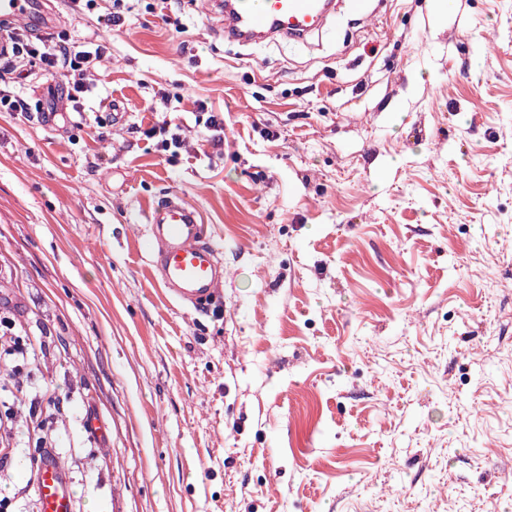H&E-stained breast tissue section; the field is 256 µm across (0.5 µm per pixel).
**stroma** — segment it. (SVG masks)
<instances>
[{
    "instance_id": "35a3bbf8",
    "label": "stroma",
    "mask_w": 512,
    "mask_h": 512,
    "mask_svg": "<svg viewBox=\"0 0 512 512\" xmlns=\"http://www.w3.org/2000/svg\"><path fill=\"white\" fill-rule=\"evenodd\" d=\"M337 2L242 45L203 0L180 31L136 0L84 100L123 106L109 142L0 112V317L34 345L0 389L15 512L36 447L75 512H512V0ZM12 88L66 107L39 69ZM173 111L171 157L144 131ZM169 192L223 248L207 313L142 246Z\"/></svg>"
}]
</instances>
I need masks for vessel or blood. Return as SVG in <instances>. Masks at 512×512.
Here are the masks:
<instances>
[{
  "mask_svg": "<svg viewBox=\"0 0 512 512\" xmlns=\"http://www.w3.org/2000/svg\"><path fill=\"white\" fill-rule=\"evenodd\" d=\"M216 33L242 43L263 40L300 42L335 15L332 0H209ZM21 21L48 30L44 0H0V23ZM144 247L168 294L182 306L209 310L224 278L220 248L208 239L199 210L173 193L147 213ZM38 512H74L67 472L50 454L35 468Z\"/></svg>",
  "mask_w": 512,
  "mask_h": 512,
  "instance_id": "vessel-or-blood-1",
  "label": "vessel or blood"
}]
</instances>
